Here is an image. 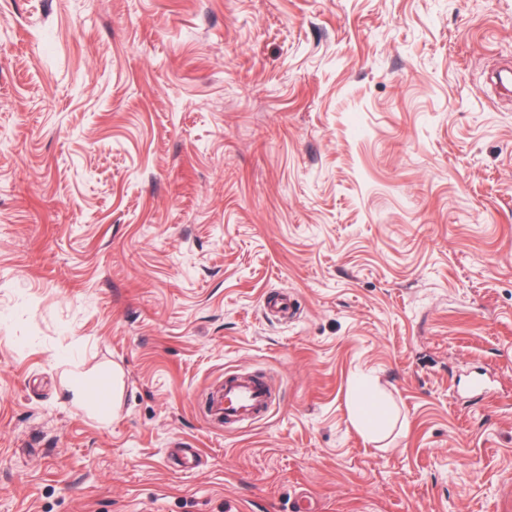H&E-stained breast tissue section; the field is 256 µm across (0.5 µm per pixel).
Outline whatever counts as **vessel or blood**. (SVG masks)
Returning a JSON list of instances; mask_svg holds the SVG:
<instances>
[{
  "label": "vessel or blood",
  "instance_id": "1",
  "mask_svg": "<svg viewBox=\"0 0 512 512\" xmlns=\"http://www.w3.org/2000/svg\"><path fill=\"white\" fill-rule=\"evenodd\" d=\"M273 405L274 396L261 377L228 373L224 394L212 402L211 410L228 425L263 418Z\"/></svg>",
  "mask_w": 512,
  "mask_h": 512
}]
</instances>
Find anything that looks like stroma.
<instances>
[{"mask_svg":"<svg viewBox=\"0 0 512 512\" xmlns=\"http://www.w3.org/2000/svg\"><path fill=\"white\" fill-rule=\"evenodd\" d=\"M503 67L512 0H0V512H504ZM270 388L259 376L224 375V396L211 404V411L224 425L255 421L274 405ZM385 413L382 398L367 386H360L354 417L357 425L368 436L375 432V425Z\"/></svg>","mask_w":512,"mask_h":512,"instance_id":"1","label":"stroma"}]
</instances>
